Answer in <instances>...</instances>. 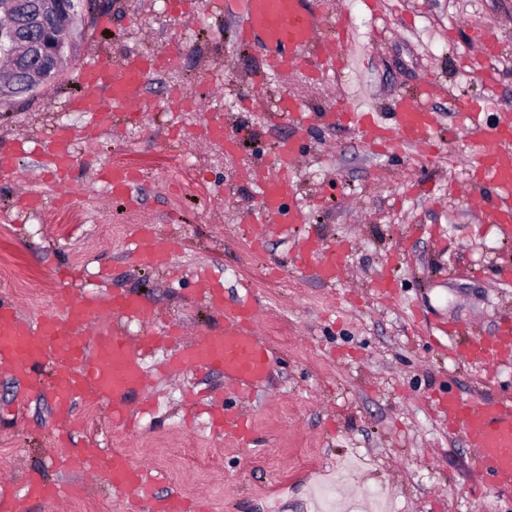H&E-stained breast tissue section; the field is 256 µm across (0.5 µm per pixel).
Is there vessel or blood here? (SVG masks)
<instances>
[{
    "instance_id": "b4317fda",
    "label": "vessel or blood",
    "mask_w": 512,
    "mask_h": 512,
    "mask_svg": "<svg viewBox=\"0 0 512 512\" xmlns=\"http://www.w3.org/2000/svg\"><path fill=\"white\" fill-rule=\"evenodd\" d=\"M224 11L236 22L241 43L258 44L266 50V69L290 73L305 69L309 78L346 69L350 56L346 49L349 25L346 15L335 14L330 0H224ZM471 40L479 54L466 63L473 75H484V57L497 51L493 27L472 30ZM158 59L126 55L115 61L86 62L78 77L85 88L73 109L91 116L95 128L121 122L136 104L142 103L143 88L157 71ZM444 87L434 77L422 79L416 94L399 95L385 112L363 110L352 103L344 109L350 121L367 128L374 147L400 152L408 147L427 148L438 125L431 106ZM497 124L475 126L477 147L469 160L470 182L491 187L480 197L479 211L485 222L512 236V106L499 109ZM72 134L56 131L46 154V163L56 174L66 173L73 164ZM298 137L280 140L275 149L274 177L266 179L260 195V209L280 228L304 223L305 212L295 204L293 169L298 158ZM113 192L127 195L139 180L137 170L115 161L102 171ZM131 240L141 264L168 268L172 265L171 242L163 240L145 225L133 226ZM297 259L312 277L324 283L342 278L345 267L342 250L327 249L303 237L296 242ZM196 291L224 317V330L192 340L181 328H147L138 340H131L120 328L125 318L148 319L152 312L140 298L123 292L110 298L83 293L65 297L58 311L35 320L22 318L14 301L0 299V367L19 381L30 380L44 369L54 377L49 392L62 422H70L77 403L111 404L112 423L127 429L135 413L127 404L129 394L145 391L148 371L146 354L173 348L168 361L172 371H219L233 382L239 393L264 378L268 354L257 335L258 306L225 298L206 275H198ZM451 354L466 358L482 369H492L512 359V323L501 325L495 334L477 336L459 327L448 332ZM449 430H461L465 443L475 452V471L492 480L495 488L512 490V396L488 397L474 403L456 393H448L439 403ZM226 436L239 446H248L250 427L245 417L232 407L220 415ZM84 470L107 482L114 493H132L142 503L151 499L152 483L144 469L124 453L107 458L90 455L83 459ZM79 488L55 484L29 487L18 500L26 508L28 500L55 506L66 494L79 495Z\"/></svg>"
}]
</instances>
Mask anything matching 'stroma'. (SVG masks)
I'll return each instance as SVG.
<instances>
[{"label": "stroma", "mask_w": 512, "mask_h": 512, "mask_svg": "<svg viewBox=\"0 0 512 512\" xmlns=\"http://www.w3.org/2000/svg\"><path fill=\"white\" fill-rule=\"evenodd\" d=\"M100 2L77 40L75 66L34 97L0 105V151L14 153L17 166L11 181H0V267L11 271L0 291L30 318L64 295L132 293L159 324L198 336L221 327L195 292L203 271L226 298L260 307L268 368L242 400L218 372L156 373L166 355L155 352L146 358L150 384L131 402L137 428H114L102 406L76 434L57 418L49 372L24 387L0 372V512H15L17 495L41 482L85 487L55 512H127L126 496L88 482L79 459L90 450L120 451L143 466L155 502L176 492L207 512H325L326 484L336 512H512V493L474 473L471 448L434 406L450 390L473 402L512 395V363L486 371L437 346L448 326L487 336L512 317V283L500 277L512 264V242L474 207L482 194L466 183L474 139L456 108L460 100L512 104V0H336L350 15L354 64L316 80L301 71L260 76L263 50L239 48L233 20L211 0H188L174 12L167 0ZM484 24L501 39L492 87L461 77L458 64L476 50L471 27ZM137 51L178 60L149 78L136 123L91 144L76 141L69 186H56L45 145L56 128L88 122L69 107L83 92L76 65ZM429 72L449 90L433 103L445 145L435 159L372 150L365 131L320 118L345 95L365 108L389 107ZM283 94L315 112L303 130L288 115L263 114ZM213 120L246 131L234 152L204 138ZM296 132V201L307 214L298 231L343 246L345 275L332 284L298 265L292 234L271 230L260 251L251 249L260 182L246 172ZM115 160L141 174L132 200L115 197L101 178ZM28 193L43 196L42 209L20 210ZM133 224L179 240V278L138 263ZM67 265L79 268V281L58 278ZM384 276L397 294L380 303L372 285ZM191 388L240 407L253 424L251 446H237L210 428L207 413L191 411ZM18 398L27 402L19 419L7 411ZM59 437L70 440L64 463L53 458Z\"/></svg>", "instance_id": "35a3bbf8"}]
</instances>
